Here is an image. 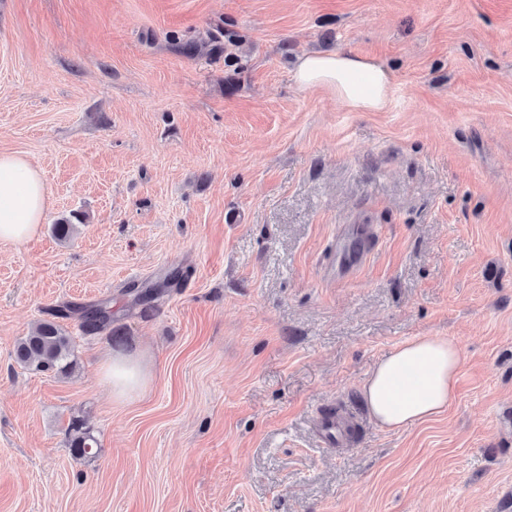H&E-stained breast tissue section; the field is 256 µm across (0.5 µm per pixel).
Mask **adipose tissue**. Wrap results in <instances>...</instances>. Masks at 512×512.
Returning <instances> with one entry per match:
<instances>
[{
  "label": "adipose tissue",
  "instance_id": "1",
  "mask_svg": "<svg viewBox=\"0 0 512 512\" xmlns=\"http://www.w3.org/2000/svg\"><path fill=\"white\" fill-rule=\"evenodd\" d=\"M294 78L300 89H327L356 112L383 110L394 83L393 72L383 63L340 52L302 55ZM49 197L41 172L27 158L0 153V242L23 244L35 237ZM461 364L452 339L419 336L401 344L374 365L363 386L371 417L385 428L400 429L441 413L457 397ZM102 370L118 401L148 382L133 357H107Z\"/></svg>",
  "mask_w": 512,
  "mask_h": 512
}]
</instances>
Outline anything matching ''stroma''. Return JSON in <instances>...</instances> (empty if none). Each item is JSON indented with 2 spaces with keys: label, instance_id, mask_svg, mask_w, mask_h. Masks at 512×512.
<instances>
[{
  "label": "stroma",
  "instance_id": "stroma-1",
  "mask_svg": "<svg viewBox=\"0 0 512 512\" xmlns=\"http://www.w3.org/2000/svg\"><path fill=\"white\" fill-rule=\"evenodd\" d=\"M307 51L385 62L386 108L299 89ZM0 151L52 193L0 242V512H512V0H0ZM106 299L116 336L58 321L71 374L14 362ZM418 336L457 343V398L383 429L363 384ZM108 353L148 387L115 401ZM70 448L81 458L93 457L97 453L98 440L90 428L80 420L71 423L69 429Z\"/></svg>",
  "mask_w": 512,
  "mask_h": 512
}]
</instances>
